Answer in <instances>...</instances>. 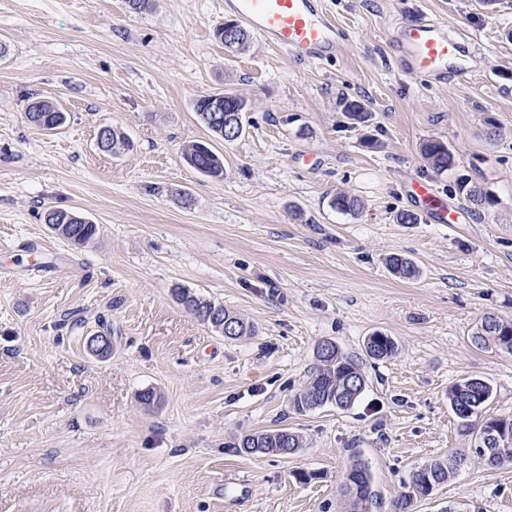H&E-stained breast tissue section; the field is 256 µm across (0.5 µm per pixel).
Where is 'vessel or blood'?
<instances>
[{
  "instance_id": "vessel-or-blood-1",
  "label": "vessel or blood",
  "mask_w": 512,
  "mask_h": 512,
  "mask_svg": "<svg viewBox=\"0 0 512 512\" xmlns=\"http://www.w3.org/2000/svg\"><path fill=\"white\" fill-rule=\"evenodd\" d=\"M224 11L296 60H328L350 37L349 30L327 11L324 0H224ZM395 47L402 69L426 83L463 82L474 71L476 46L422 15L398 26ZM410 198L435 223H456L455 212L428 183L414 182Z\"/></svg>"
}]
</instances>
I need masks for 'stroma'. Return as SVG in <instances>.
I'll list each match as a JSON object with an SVG mask.
<instances>
[{
    "instance_id": "1",
    "label": "stroma",
    "mask_w": 512,
    "mask_h": 512,
    "mask_svg": "<svg viewBox=\"0 0 512 512\" xmlns=\"http://www.w3.org/2000/svg\"><path fill=\"white\" fill-rule=\"evenodd\" d=\"M326 5L351 38L309 63L254 35L226 50L224 0L141 12L124 0H0V512H338L354 460L391 500L418 464L469 448L454 384L484 378L483 417L512 415V353L471 341L485 315L512 319V0ZM419 14L474 41L470 80L402 71L394 26ZM215 93L247 103L235 141L213 140L193 110ZM47 99L67 116L60 129L26 116ZM347 100L368 122L349 119ZM105 125L129 148L100 151ZM201 141L223 155L222 179L183 160ZM428 141L455 167L434 171ZM461 176L494 205L471 213L454 192ZM416 180L458 223H398ZM340 193L359 211L336 210ZM50 207L87 217L95 238L52 232ZM394 254L417 275H395ZM178 288L254 334L224 337L183 309ZM104 330L102 359L86 339ZM377 331L396 341L392 358L365 357ZM325 341L362 357L366 390L347 409L296 413ZM282 427L302 439L298 454L232 447ZM456 503L512 512V467L468 458L412 512ZM421 153L437 171H447L455 165L453 154L439 142L430 141L423 144Z\"/></svg>"
}]
</instances>
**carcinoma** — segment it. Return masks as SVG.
<instances>
[{
	"label": "carcinoma",
	"mask_w": 512,
	"mask_h": 512,
	"mask_svg": "<svg viewBox=\"0 0 512 512\" xmlns=\"http://www.w3.org/2000/svg\"><path fill=\"white\" fill-rule=\"evenodd\" d=\"M215 96H201L195 100L194 110L200 122L216 137L226 142L238 139L243 131L245 102L239 97L224 95V111H212ZM28 120L44 130H55L65 123L66 116L58 105L37 100L30 104ZM127 146L124 136L114 127H107L99 150L117 153ZM421 153L431 166L446 171L455 165V158L448 148L439 142L422 145ZM186 163L199 174L211 179L224 176L223 159L204 143H193L183 149ZM458 194L474 212L483 211L495 204L492 194L482 187L462 179L457 184ZM45 223L71 243L82 246L97 234L98 225L80 214L62 209H50L45 213ZM392 272L403 278L417 273L414 264L406 257L393 255L388 259ZM177 300L187 312L218 331L224 325L234 328L232 337L249 336L254 326L245 322L221 303L200 299L189 290L175 292ZM472 343L480 347H496L512 352V320L488 315L471 336ZM364 350L372 360L392 358L398 351L395 340L374 332L366 339ZM366 387V375L359 359L334 348L329 357L316 355V363L306 387L292 401L293 410L299 414L317 408L334 405L347 409L355 404ZM492 386L481 377L467 378L450 388L448 401L458 421L461 435L470 438L474 447L466 453L446 458L429 459L419 464L411 473L407 491L395 500L387 502L375 489L374 475L365 462L355 460L343 477L344 510L342 512H410L413 500L430 495L433 489L448 481V477L472 454L490 469L512 466V417L482 419L483 406L492 396ZM240 453L288 457L303 448L298 435L286 428L251 433L232 443Z\"/></svg>",
	"instance_id": "cac0c4a2"
}]
</instances>
